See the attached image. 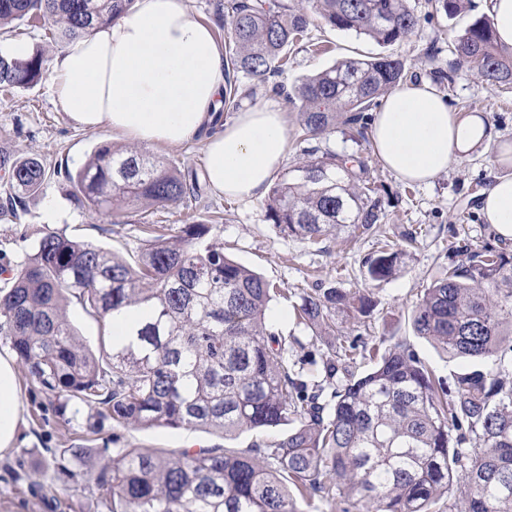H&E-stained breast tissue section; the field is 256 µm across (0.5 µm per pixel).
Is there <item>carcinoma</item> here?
Returning <instances> with one entry per match:
<instances>
[{
	"instance_id": "obj_1",
	"label": "carcinoma",
	"mask_w": 512,
	"mask_h": 512,
	"mask_svg": "<svg viewBox=\"0 0 512 512\" xmlns=\"http://www.w3.org/2000/svg\"><path fill=\"white\" fill-rule=\"evenodd\" d=\"M453 17L465 0H429ZM133 0H0V30L24 19L59 41L92 34L125 13ZM224 30V102L253 93L244 76L266 83L288 64V47L303 40L315 14L325 26L353 31L379 45L403 41L420 18L409 0H229ZM454 51L492 88L512 89V47L496 40L491 19H475ZM49 51L28 57L0 51V86L24 88L50 70ZM406 80L403 61L349 58L308 76L287 95L300 102L293 165L276 178L264 218L285 237L322 245L344 228L374 238L365 277L396 274L405 251L379 239L378 188L359 157L315 141L341 132L370 143L369 111ZM6 178L3 209L17 216L49 171L36 157L0 149ZM74 204L120 215L134 207L177 204L201 190L198 174L183 173L137 145L101 144L67 173ZM207 217L166 236L148 235L129 261L90 242L48 231L0 286V336L58 413L69 404L91 410L87 429L104 422L136 429H204L233 438L288 426L277 441L245 452L201 448L179 454L129 448L98 483L108 512H298L296 497L341 498L356 512H512V252L451 243L455 262L412 308L417 335L471 367L445 387L405 339L373 365L352 370L357 344L326 357L327 380L345 383L323 399L322 383L295 370L289 351L300 340L266 321L282 292L228 258ZM73 298L102 326L125 319V334L88 348L62 311ZM370 297L312 288L292 304L297 324L313 337L336 332L338 310L363 312ZM82 448L47 460L71 479Z\"/></svg>"
}]
</instances>
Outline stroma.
<instances>
[{
	"mask_svg": "<svg viewBox=\"0 0 512 512\" xmlns=\"http://www.w3.org/2000/svg\"><path fill=\"white\" fill-rule=\"evenodd\" d=\"M410 4L420 17L417 32L385 47L312 19L308 31L313 47L291 48L287 67L272 79L271 85L284 87V95H274L271 85L261 84L247 100L251 106L278 101L289 116V126H296L297 111L285 95L304 77L346 58L382 53L404 62L408 82L435 84L453 111L488 118L494 139L468 159L452 163L447 173L428 186L401 182L376 155L368 156L369 176L379 188L385 209L383 229L387 238L399 241L408 228L420 233L417 246L409 249L391 279L371 282L365 278L363 265L373 250L371 240L355 242L341 232L327 241L325 251L318 252L304 241L283 238L274 225L266 222L263 200L241 202L208 186L201 199L190 197L184 204L128 221L120 215H97L77 208L69 196L66 171L81 167L98 143L122 145L126 139L108 128L94 132L74 128L64 113L57 111L47 77L26 89L0 90V147L23 157H38L53 173L43 191L27 198L17 217L0 220V263L21 261L44 231L62 232L125 256L138 251L142 243L141 221L174 229L187 223L190 216L209 210L222 217L224 230L217 239L228 247L230 256L289 292L297 294L320 286L370 294L374 307L369 315L337 312L335 335L318 338L296 326L287 301L276 298L270 302L268 316L274 328L302 341L292 359L307 377L317 381L324 378L323 362L340 343L359 339L377 344L406 336L437 378L451 379L460 371V362L439 354L426 339L414 335L410 311L426 285L445 273L452 260L449 245L454 237H466L475 244L499 241L481 218L480 196L471 187L489 184L494 175L504 171L499 155L504 147L512 145V92L504 94L487 86L453 51L455 36L486 15V0H471L470 9L453 18L435 11L429 0H410ZM17 382L20 434L14 448L0 455V512H108L96 487L101 474L111 469L123 449L161 448L179 453L225 447L241 451L272 442L282 434L276 428L227 439L203 430L133 429L109 423L101 433L93 434L85 428L88 409L71 405L65 414H58L25 372H18ZM79 444L88 446L91 456L78 481L51 469L38 473L41 460L49 452Z\"/></svg>",
	"mask_w": 512,
	"mask_h": 512,
	"instance_id": "1",
	"label": "stroma"
}]
</instances>
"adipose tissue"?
<instances>
[{"mask_svg": "<svg viewBox=\"0 0 512 512\" xmlns=\"http://www.w3.org/2000/svg\"><path fill=\"white\" fill-rule=\"evenodd\" d=\"M51 80L57 109L84 130L109 128L147 146L206 135L208 179L226 197H261L285 160L281 109L247 107L221 122L224 49L189 0H134L117 20L71 40ZM492 136L488 120L451 111L426 81L389 93L370 127L375 154L407 183L433 181ZM480 211L498 236L512 240V175L494 176ZM17 394L14 360L0 355V454L16 440Z\"/></svg>", "mask_w": 512, "mask_h": 512, "instance_id": "adipose-tissue-1", "label": "adipose tissue"}]
</instances>
